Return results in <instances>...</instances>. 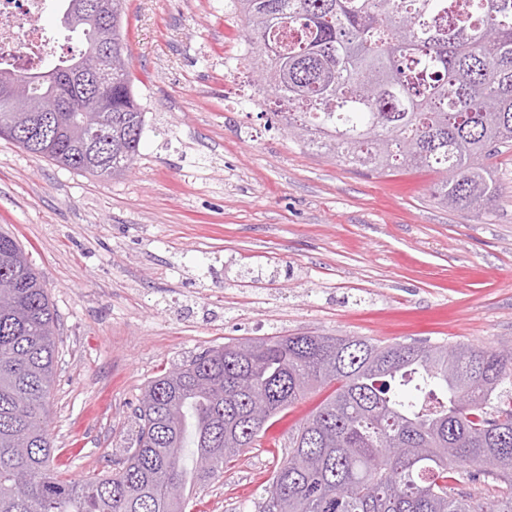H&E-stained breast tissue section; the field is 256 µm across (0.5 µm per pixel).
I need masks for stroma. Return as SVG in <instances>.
I'll list each match as a JSON object with an SVG mask.
<instances>
[{"label":"stroma","instance_id":"35a3bbf8","mask_svg":"<svg viewBox=\"0 0 512 512\" xmlns=\"http://www.w3.org/2000/svg\"><path fill=\"white\" fill-rule=\"evenodd\" d=\"M140 154L120 177L0 139V230L57 313L49 405L63 477L111 472L160 372L244 338L360 336L493 347L512 337V149L474 213L426 169L380 176L316 154L264 102L231 0H125ZM280 414L187 512H259L295 430Z\"/></svg>","mask_w":512,"mask_h":512}]
</instances>
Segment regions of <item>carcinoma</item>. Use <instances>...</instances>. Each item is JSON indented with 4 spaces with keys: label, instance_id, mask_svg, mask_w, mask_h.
<instances>
[{
    "label": "carcinoma",
    "instance_id": "1",
    "mask_svg": "<svg viewBox=\"0 0 512 512\" xmlns=\"http://www.w3.org/2000/svg\"><path fill=\"white\" fill-rule=\"evenodd\" d=\"M65 27L84 49L47 77L112 41V111L68 85L38 147L0 138L65 169L119 176L140 153L145 112L122 33ZM262 92L288 110L304 145L385 173L440 174L434 198L453 210L488 206L491 165L512 146V0H233ZM56 313L32 259L0 233V512H186L193 493L251 447L265 424L318 385L334 390L288 436L263 512H512V344L382 346L358 336H271L210 348L152 380L136 413L135 447L112 473L64 482L50 468L48 406ZM267 412L250 418L254 402ZM497 488V495L464 483Z\"/></svg>",
    "mask_w": 512,
    "mask_h": 512
}]
</instances>
